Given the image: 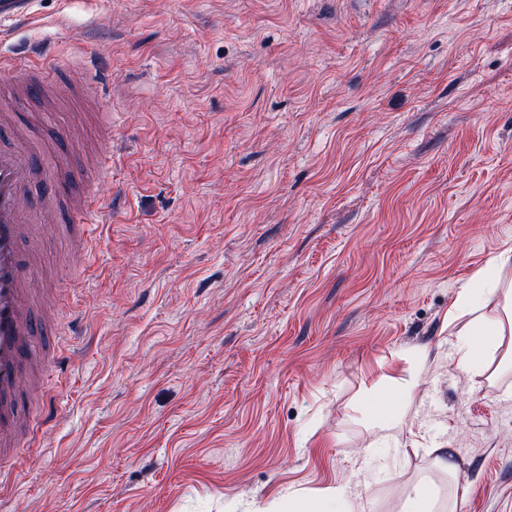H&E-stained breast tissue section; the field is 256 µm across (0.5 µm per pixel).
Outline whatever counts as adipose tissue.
Returning a JSON list of instances; mask_svg holds the SVG:
<instances>
[{
  "label": "adipose tissue",
  "instance_id": "obj_1",
  "mask_svg": "<svg viewBox=\"0 0 512 512\" xmlns=\"http://www.w3.org/2000/svg\"><path fill=\"white\" fill-rule=\"evenodd\" d=\"M512 265V249L495 257L476 281L460 289L450 321L456 322V362L463 373L480 367L489 354L497 352L504 337L512 335V289L501 288L500 273ZM502 295L501 319H493L484 310V300Z\"/></svg>",
  "mask_w": 512,
  "mask_h": 512
}]
</instances>
